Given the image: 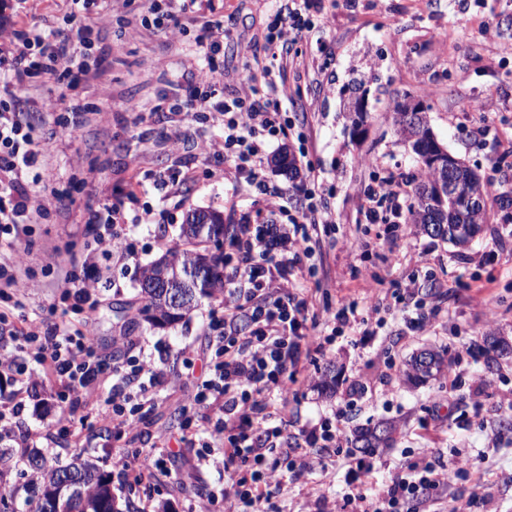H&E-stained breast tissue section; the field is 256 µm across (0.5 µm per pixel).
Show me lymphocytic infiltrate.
<instances>
[{
    "mask_svg": "<svg viewBox=\"0 0 512 512\" xmlns=\"http://www.w3.org/2000/svg\"><path fill=\"white\" fill-rule=\"evenodd\" d=\"M313 0H286L275 11L262 45L253 46V67L246 87L221 85L213 64L195 67L192 85L183 87L186 110L216 111L224 119V138L204 144L210 157L232 160L248 183L259 187L271 212L287 215L285 228L269 224L253 230L239 227V265L228 276L222 311L211 314V359L190 405L193 416L207 411L217 416L224 429L225 471L237 473L231 491L224 494V512H254L279 483L281 458L290 449H277L279 420L287 406L289 385L312 382L308 368L324 355L334 338L336 325L359 323L356 303L339 308L333 315L317 309L297 275L300 254L320 232L335 224L336 216L322 207L315 193L302 189L300 206L282 188L261 178L265 146L269 140L287 137L292 123L282 121L294 95L282 76L283 64L299 39L311 28L306 16ZM93 29V28H92ZM91 28L71 24L66 35H34L17 24H0V97L15 92L36 75L79 78L88 75L86 57L93 45ZM40 152L21 113L0 110V236L12 234L29 219L30 197L23 178L37 163ZM376 194L379 206L364 209L369 224H399L409 218L411 198L402 182L382 177ZM123 206L113 196L103 210L90 212L87 227L98 248L108 259L123 262L131 253L112 230V218ZM288 248L277 251L279 240ZM13 339L23 342L33 364H19L15 353L0 352V372L9 373L21 393L36 397L47 380L60 382L68 392L92 395L99 383L111 380L112 389L100 417L116 435L130 425L129 411L149 404L155 393L174 389L170 376L157 368L152 357L141 356L128 367H112L68 325L16 327ZM169 446L161 450H134L116 457L114 466L123 482L142 485L156 480L166 470ZM300 469L323 468L316 452H298ZM448 485V473L431 469L423 461L405 466L387 489L374 494L363 486L352 487L342 501L326 512H401L409 500L429 498Z\"/></svg>",
    "mask_w": 512,
    "mask_h": 512,
    "instance_id": "lymphocytic-infiltrate-1",
    "label": "lymphocytic infiltrate"
}]
</instances>
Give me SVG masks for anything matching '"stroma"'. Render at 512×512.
<instances>
[{"instance_id": "stroma-1", "label": "stroma", "mask_w": 512, "mask_h": 512, "mask_svg": "<svg viewBox=\"0 0 512 512\" xmlns=\"http://www.w3.org/2000/svg\"><path fill=\"white\" fill-rule=\"evenodd\" d=\"M148 7L149 0H125L114 8L88 59L92 78L70 84L37 76L16 92L22 111L36 114L49 99L60 121L78 118L84 128L82 137L61 142L43 123L34 125L42 155L29 170L26 190L46 210L27 225L15 249L0 250L6 264L20 256L32 299L21 308L0 300L7 315L0 333L34 314L48 323L69 322L97 354L120 366L127 357L116 339L148 352L158 343V366L171 376L189 366L203 371L208 315L220 302L201 300L184 320L150 326L137 315L144 269L181 244L189 210L220 211L237 225L284 224L288 218L269 214L234 161L202 154L204 141L222 140L221 120L208 111L192 117L157 109L185 85L195 62L193 40L207 19L224 22L215 61L226 86L246 84L250 57L242 47L262 40L273 19L271 0H212L202 15L187 6L176 14L184 31L176 39L147 26ZM72 9V0H0L1 16L42 31L65 29ZM309 19L313 31L299 41L286 80L299 91L294 111L306 113L313 130L305 146L313 168L292 175L269 164L264 174L292 189L316 172V191L335 214L336 230L314 241L311 256L301 261V269L314 271L307 289L333 308L349 302L363 312L377 308L383 324L364 342L353 329L335 338L317 368L319 378L338 375L337 389L289 395L283 434L290 447H304L305 430L339 411L350 431L392 422L393 441L374 455L375 469L363 484L383 489L405 461L428 452L434 463L449 465L448 494L462 512H482L485 499L492 512H512V0H319ZM358 96L366 109L356 126L349 105ZM404 98L423 102L437 140L496 185L487 199L488 218L468 245L411 236L402 224L363 221L368 186L389 173L406 183L420 171L386 108ZM477 99L493 101L495 110L471 111ZM75 101L84 107L78 117L69 110ZM133 102L139 112L130 111ZM175 127L182 132L177 146L166 136ZM176 171L185 182L163 188V179ZM115 194L123 196L124 208L113 230L135 253L119 263L99 257L84 224L88 209L103 208ZM147 208L157 223L135 227ZM357 240L369 245L361 259L350 251ZM74 254L95 256L100 269L96 294L79 306L66 297L62 282L65 271L83 273L70 266ZM412 278L417 293L398 301ZM429 311L435 314L431 325L412 329V319ZM492 336L503 340V348H490ZM424 349L440 353L444 368L427 384H409L406 363ZM111 386L103 381L89 404L77 409L84 425L76 441H47L59 429L63 389L55 383H46L39 402L5 421L50 465L66 464L80 452L107 471L119 453L153 448L162 435L180 436L193 379L186 378L176 394L158 392L154 408L119 441L98 420ZM327 465L323 475L286 473L265 512H321L324 501L341 499L353 481L349 462L334 452ZM167 469L148 491L114 480L120 512H220L221 502L209 494L228 483L223 468L200 466L196 448L181 446Z\"/></svg>"}]
</instances>
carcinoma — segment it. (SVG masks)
<instances>
[{"mask_svg": "<svg viewBox=\"0 0 512 512\" xmlns=\"http://www.w3.org/2000/svg\"><path fill=\"white\" fill-rule=\"evenodd\" d=\"M394 120L401 134L411 129L428 126L426 115L407 110V102L395 101L392 107ZM422 177L411 182L413 223L421 233L464 246L480 231L487 212L472 211L464 205L446 214L431 209L429 199L434 184L439 179L436 170L421 166ZM224 213L208 210H191L187 213L182 234L185 247L176 254L166 253L144 270L142 279L147 280L164 268L172 276L204 270L199 283L190 284V297L185 307H173L167 301L162 288L140 289L142 305L138 314L153 327L176 324L186 318L204 298H217L224 294V255L209 249V244L224 240L226 233ZM415 356L405 372L406 379L420 383L441 371L442 361L432 351ZM393 425L377 422L356 429L350 440L352 447L372 454L378 448H386L392 440ZM30 478L25 491L28 501L36 503V512H118L112 493L111 474L101 470L89 458L80 455L64 466H50L44 456L33 450L25 460Z\"/></svg>", "mask_w": 512, "mask_h": 512, "instance_id": "1", "label": "carcinoma"}]
</instances>
